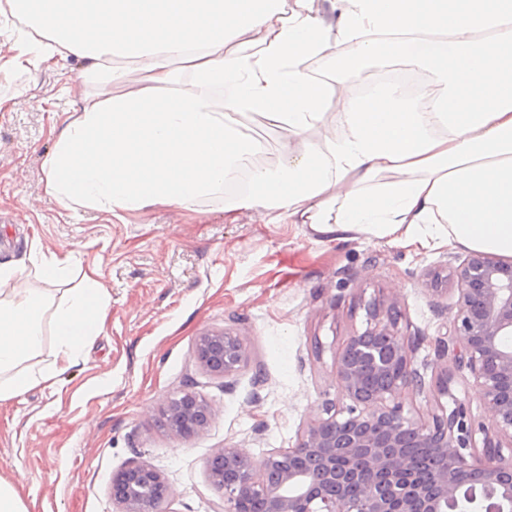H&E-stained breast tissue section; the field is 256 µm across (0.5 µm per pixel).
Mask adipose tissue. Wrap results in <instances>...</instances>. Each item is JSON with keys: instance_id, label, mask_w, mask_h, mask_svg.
<instances>
[{"instance_id": "obj_1", "label": "adipose tissue", "mask_w": 512, "mask_h": 512, "mask_svg": "<svg viewBox=\"0 0 512 512\" xmlns=\"http://www.w3.org/2000/svg\"><path fill=\"white\" fill-rule=\"evenodd\" d=\"M313 3L0 0V17L22 22L14 69L81 65L46 193L73 213L191 210L245 168L239 204L264 223L512 257V0H329L327 16ZM338 47L342 68L311 77L306 61ZM405 58L440 82L427 109L386 83L348 93L373 60ZM248 112L277 128L278 167H249ZM311 129L328 136L311 142ZM72 260H44L37 288L0 262V404L52 385L102 334L111 297L95 273L70 283Z\"/></svg>"}]
</instances>
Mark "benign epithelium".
Instances as JSON below:
<instances>
[{"label":"benign epithelium","instance_id":"obj_1","mask_svg":"<svg viewBox=\"0 0 512 512\" xmlns=\"http://www.w3.org/2000/svg\"><path fill=\"white\" fill-rule=\"evenodd\" d=\"M448 279L457 291L452 335L462 339L455 362L473 379L492 428L472 421L451 391L446 366L437 370L433 393L450 406L428 422L405 412L400 395L425 388L415 342L399 329L398 301L374 299L363 304L366 329L336 353L341 399L321 404L295 447L272 449L258 462L226 445L207 459L222 512H243L249 499L263 501L266 512H457L462 500L471 512H512V261L472 251L448 267ZM195 353L219 378L249 360L246 337L230 328L203 333ZM162 414L177 439L203 432L213 417L208 401L192 391L168 399ZM404 448L436 449L429 482L415 480L418 460ZM467 448L472 452L463 453ZM110 490L118 512H159L172 495L165 474L147 461L113 472Z\"/></svg>","mask_w":512,"mask_h":512}]
</instances>
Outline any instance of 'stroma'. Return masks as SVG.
<instances>
[{"mask_svg": "<svg viewBox=\"0 0 512 512\" xmlns=\"http://www.w3.org/2000/svg\"><path fill=\"white\" fill-rule=\"evenodd\" d=\"M0 51V261L35 280L42 258L74 254L111 295L106 327L56 388L0 405V476L29 512H116L114 471L135 460L161 469L173 494L164 512H218L222 495L204 463L233 444L254 458L295 447L305 423L337 396L334 358L364 330L365 301L396 298L400 329L433 382L432 340L450 332L455 291L432 292L427 273L447 274L463 248L413 254L387 240H324L305 224H264L251 209L225 213L237 196L196 211L148 207L71 216L44 191L43 161L72 100L84 89L75 61L64 71L18 72ZM53 111L30 108V96ZM240 330L250 361L221 379L199 365L198 336ZM192 389L213 409L208 428L171 437L160 408Z\"/></svg>", "mask_w": 512, "mask_h": 512, "instance_id": "1", "label": "stroma"}]
</instances>
